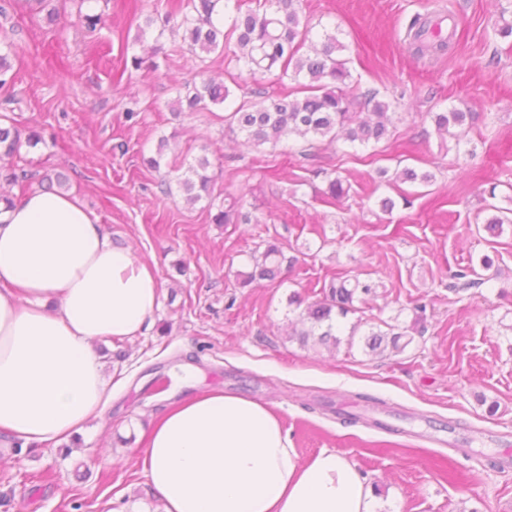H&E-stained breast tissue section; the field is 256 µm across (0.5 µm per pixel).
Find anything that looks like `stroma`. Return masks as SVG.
I'll use <instances>...</instances> for the list:
<instances>
[{
	"instance_id": "1",
	"label": "stroma",
	"mask_w": 512,
	"mask_h": 512,
	"mask_svg": "<svg viewBox=\"0 0 512 512\" xmlns=\"http://www.w3.org/2000/svg\"><path fill=\"white\" fill-rule=\"evenodd\" d=\"M162 3L97 0L103 24L93 31L80 0H53L52 22L30 0H10L0 15L14 45L0 99L16 98L0 122L43 137L0 164L65 173L68 192L161 288L142 335L97 346L118 381L103 415L77 445L42 446L0 468V512H158L141 465L146 436L172 402L202 388L263 404L301 460L346 457L373 490V512H512V466L497 464L512 453V230L492 238L475 224L512 204V37L496 31L512 22V0H304L314 34L345 44L355 92L392 104L387 139L306 156L291 140L243 146L218 105L175 113L199 72L227 79L223 56L185 53L116 76L122 53L153 45L138 25ZM443 10L458 20L447 48L417 53L409 23ZM451 107L479 119L444 142L431 115ZM203 153L216 199L240 196L248 223H213L206 202L188 204L176 189ZM155 155L157 170L146 163ZM406 167L433 173V185L377 179ZM331 170L350 187L334 206L320 197ZM383 197L392 212L380 210ZM272 239L294 268L242 286L250 254ZM485 255L493 278L453 292L454 274ZM339 276L375 284L369 322H419L412 344L382 356L359 344L301 347L289 295L315 300Z\"/></svg>"
}]
</instances>
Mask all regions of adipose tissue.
Segmentation results:
<instances>
[{
	"label": "adipose tissue",
	"instance_id": "ef3b65f1",
	"mask_svg": "<svg viewBox=\"0 0 512 512\" xmlns=\"http://www.w3.org/2000/svg\"><path fill=\"white\" fill-rule=\"evenodd\" d=\"M159 299L151 268L77 196L0 203V434L58 444L100 417L111 393L96 343L139 336ZM142 468L161 512H371L347 458L301 461L264 405L219 390L167 410Z\"/></svg>",
	"mask_w": 512,
	"mask_h": 512
}]
</instances>
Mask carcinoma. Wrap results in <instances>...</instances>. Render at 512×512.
Listing matches in <instances>:
<instances>
[{
    "mask_svg": "<svg viewBox=\"0 0 512 512\" xmlns=\"http://www.w3.org/2000/svg\"><path fill=\"white\" fill-rule=\"evenodd\" d=\"M224 2V8L234 6L235 13L229 29L215 24L213 15L216 5ZM302 0H256V7L241 10V0H166L164 11L156 12L145 19L139 28L138 38H143L149 29L157 30V38H162L170 23L177 22L183 30L182 41L187 50L202 60L217 51L224 53L229 47V62L234 64L237 74L233 81L251 79L258 81L266 75L278 80L292 78L298 82L302 95H278L261 102L242 101L224 117L228 129L233 134H241L245 141L257 147H272L290 139L299 138L314 145H332L344 140L352 145L377 143L389 133L391 104L377 99V92L368 90L358 96L351 92L352 74L348 60L341 58L346 46L335 33L325 32L320 42L309 41L308 21L302 19ZM425 21L419 17L411 20L409 31L414 33L418 51L439 52L447 43L440 41L425 44L419 41L420 30ZM12 43L8 39L0 42V87L9 83L11 70L9 55ZM164 53L163 44H158L152 56L132 55L123 60V70L142 68L155 70L158 65L152 57ZM230 96L229 88L212 79L205 80L185 96L187 106L194 110L200 105L211 103L220 105ZM370 111L360 112L359 107ZM477 115L451 108L435 112L432 121L441 136L457 137L454 129L472 123ZM21 134L13 126H0V147L3 155L11 157L18 153ZM211 162L207 155L195 159V163L178 177V185L185 199L196 203L211 197L214 176L208 174ZM395 179L426 187L434 176L428 171L418 172L405 168ZM328 187L324 191L325 202L334 204L345 195L342 180L336 176L327 177ZM494 214L484 221L483 228L493 237L504 231V225L512 224V208L492 207ZM242 219L240 199L230 197L224 208L212 216L215 224H237ZM252 269L242 274L243 283L274 281L283 269L290 268L283 247L275 242L266 243L261 252L251 256ZM374 287L355 278L330 282L322 291V297L311 302L293 294L288 305L302 308L300 321L305 329L299 333L300 342L338 346L341 336H346L348 346L360 342L363 349L372 355H382L388 349L404 351L412 342V334L417 329L395 331L370 329L362 336H356L360 323L345 327L342 319L350 313L361 311L355 302L362 295H369Z\"/></svg>",
    "mask_w": 512,
    "mask_h": 512,
    "instance_id": "carcinoma-1",
    "label": "carcinoma"
}]
</instances>
